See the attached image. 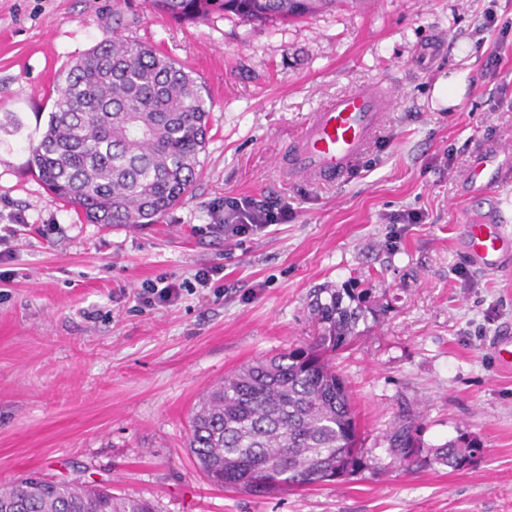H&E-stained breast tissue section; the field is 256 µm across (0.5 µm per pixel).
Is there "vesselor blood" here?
<instances>
[{"instance_id": "1", "label": "vessel or blood", "mask_w": 512, "mask_h": 512, "mask_svg": "<svg viewBox=\"0 0 512 512\" xmlns=\"http://www.w3.org/2000/svg\"><path fill=\"white\" fill-rule=\"evenodd\" d=\"M385 86L356 88L323 105L296 137L283 161L290 176L317 181L342 177L380 133L385 119ZM512 159V152L496 145L482 146L467 175L472 190L486 193L493 170ZM461 234L466 254L475 264L492 271L512 247V238L493 229L486 216L465 211Z\"/></svg>"}]
</instances>
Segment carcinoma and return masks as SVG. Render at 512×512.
<instances>
[{
	"mask_svg": "<svg viewBox=\"0 0 512 512\" xmlns=\"http://www.w3.org/2000/svg\"><path fill=\"white\" fill-rule=\"evenodd\" d=\"M343 0H151L160 14L248 24L316 18ZM210 107L193 72L120 34L102 40L59 77L47 126L29 164L43 185L92 224H156L189 192L209 138ZM328 295L322 299V295ZM318 336L235 371L201 399L187 448L210 484L252 496L329 482L371 469L336 355L356 339L358 308L334 288L311 303ZM387 454L415 468L455 471L482 457L457 436L423 448L412 426L386 434ZM0 512H158L106 487L29 475L0 489Z\"/></svg>",
	"mask_w": 512,
	"mask_h": 512,
	"instance_id": "carcinoma-1",
	"label": "carcinoma"
}]
</instances>
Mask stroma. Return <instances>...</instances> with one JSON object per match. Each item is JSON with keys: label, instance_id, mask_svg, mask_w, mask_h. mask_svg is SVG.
I'll list each match as a JSON object with an SVG mask.
<instances>
[{"label": "stroma", "instance_id": "1", "mask_svg": "<svg viewBox=\"0 0 512 512\" xmlns=\"http://www.w3.org/2000/svg\"><path fill=\"white\" fill-rule=\"evenodd\" d=\"M512 0H371L314 19L185 22L150 0H0V488L38 472L153 501L158 512H512V369L491 342L512 331V264L469 263L460 186L478 146L512 147L485 73L501 36L485 16ZM189 67L211 98L210 138L191 191L160 223H89L28 166L60 73L112 34ZM457 75V105L434 95ZM388 80L398 95L368 151L340 180L278 167L325 102ZM285 201V224L228 242L211 230L231 198ZM415 210L420 224H394ZM223 279L170 304L144 285ZM359 295L358 339L336 358L365 445L386 471L257 498L212 486L186 443L202 394L241 366L311 342L315 290ZM411 420L421 445L460 433L484 450L465 471L391 464L384 435Z\"/></svg>", "mask_w": 512, "mask_h": 512}]
</instances>
